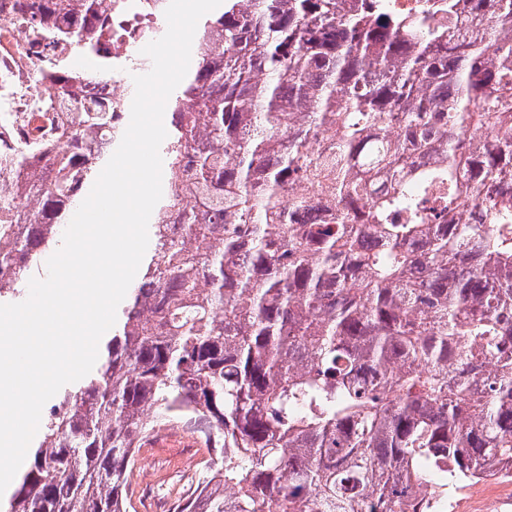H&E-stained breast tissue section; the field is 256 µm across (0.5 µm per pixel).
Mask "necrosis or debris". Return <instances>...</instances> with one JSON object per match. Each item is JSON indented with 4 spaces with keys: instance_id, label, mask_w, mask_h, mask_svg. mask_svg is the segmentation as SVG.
I'll list each match as a JSON object with an SVG mask.
<instances>
[{
    "instance_id": "4bbe7bcc",
    "label": "necrosis or debris",
    "mask_w": 512,
    "mask_h": 512,
    "mask_svg": "<svg viewBox=\"0 0 512 512\" xmlns=\"http://www.w3.org/2000/svg\"><path fill=\"white\" fill-rule=\"evenodd\" d=\"M122 2V10L112 15V34L102 37L95 58L112 70L113 111L126 113L135 93L133 75L152 66L143 49L167 29L169 0ZM49 6V0H0V190L15 186L13 158L33 128L65 149L60 132L70 120L74 99L96 97L95 84L65 42L75 16Z\"/></svg>"
}]
</instances>
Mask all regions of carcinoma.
<instances>
[{
	"label": "carcinoma",
	"mask_w": 512,
	"mask_h": 512,
	"mask_svg": "<svg viewBox=\"0 0 512 512\" xmlns=\"http://www.w3.org/2000/svg\"><path fill=\"white\" fill-rule=\"evenodd\" d=\"M55 4L94 52L112 0ZM438 11L207 15L160 148L169 223L5 512H127L134 449L169 421L218 459L177 512H443L448 487L512 471V136L484 138L512 130V0ZM75 117L69 149L43 144L0 196V300L110 153L88 138L112 105Z\"/></svg>",
	"instance_id": "cac0c4a2"
}]
</instances>
